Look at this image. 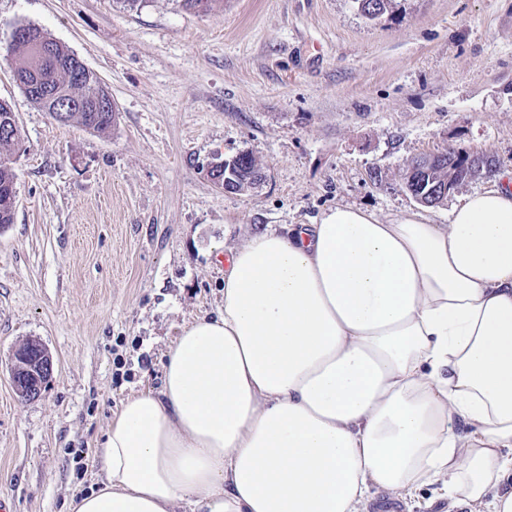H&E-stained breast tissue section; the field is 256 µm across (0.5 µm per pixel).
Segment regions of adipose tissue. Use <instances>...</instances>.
<instances>
[{
	"instance_id": "ef3b65f1",
	"label": "adipose tissue",
	"mask_w": 512,
	"mask_h": 512,
	"mask_svg": "<svg viewBox=\"0 0 512 512\" xmlns=\"http://www.w3.org/2000/svg\"><path fill=\"white\" fill-rule=\"evenodd\" d=\"M228 262L70 512H360L437 483L512 512V172L446 224L338 206Z\"/></svg>"
}]
</instances>
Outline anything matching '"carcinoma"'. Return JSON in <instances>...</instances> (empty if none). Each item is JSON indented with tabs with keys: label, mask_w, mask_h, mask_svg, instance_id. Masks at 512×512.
Listing matches in <instances>:
<instances>
[{
	"label": "carcinoma",
	"mask_w": 512,
	"mask_h": 512,
	"mask_svg": "<svg viewBox=\"0 0 512 512\" xmlns=\"http://www.w3.org/2000/svg\"><path fill=\"white\" fill-rule=\"evenodd\" d=\"M363 14L370 19L384 15L393 0H357ZM18 57L14 79L26 96L42 111L59 123L77 121L85 129L106 134L112 129L116 109L106 100L102 83L89 70L82 73L75 54L55 40L47 42L46 53L39 57L30 46L27 29L20 26L7 47ZM20 129L10 105L0 101V229L13 223L16 207V172L13 152L20 142ZM260 167L249 153L236 157L233 172L237 175L238 192L255 187L252 178ZM448 179V160L432 164L428 171L410 165L404 176V187L417 193L427 191L431 184Z\"/></svg>",
	"instance_id": "1"
}]
</instances>
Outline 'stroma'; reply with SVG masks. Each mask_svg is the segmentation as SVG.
I'll list each match as a JSON object with an SVG mask.
<instances>
[{"label":"stroma","mask_w":512,"mask_h":512,"mask_svg":"<svg viewBox=\"0 0 512 512\" xmlns=\"http://www.w3.org/2000/svg\"><path fill=\"white\" fill-rule=\"evenodd\" d=\"M28 24L107 87L109 133L54 121L16 84L6 47ZM0 99L21 132L0 229V500L67 512L99 484L122 401L158 390L183 325L222 310L230 249L339 205L444 224L512 171V0H395L374 20L355 0H0ZM452 147L494 175L418 203L407 164ZM243 152L265 181L217 189L211 164ZM32 340L53 374L27 401L11 369Z\"/></svg>","instance_id":"35a3bbf8"}]
</instances>
